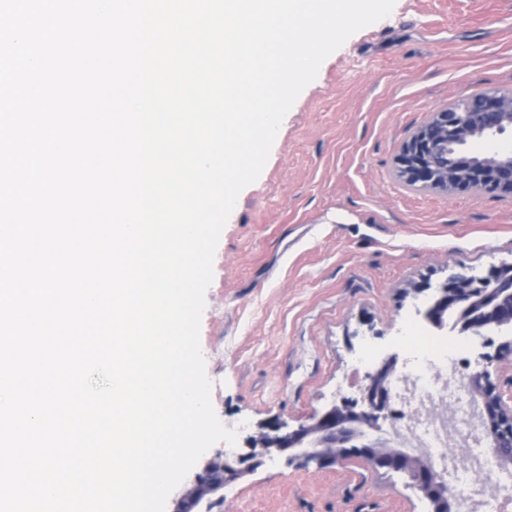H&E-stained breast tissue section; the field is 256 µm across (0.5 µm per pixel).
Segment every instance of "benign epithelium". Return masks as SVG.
Listing matches in <instances>:
<instances>
[{
    "label": "benign epithelium",
    "mask_w": 512,
    "mask_h": 512,
    "mask_svg": "<svg viewBox=\"0 0 512 512\" xmlns=\"http://www.w3.org/2000/svg\"><path fill=\"white\" fill-rule=\"evenodd\" d=\"M512 132V90H488L455 98L419 126L402 144L396 176L419 190L453 195L500 193L512 195V150L473 149L479 141ZM425 311L431 323L453 316V327L481 339L477 369L466 375L467 391L480 410V435L500 470L512 475V396L492 378L490 367L512 357V263L494 265L483 275L468 274L456 266ZM396 359L388 358L366 372V384L356 399L342 398L321 414L289 429L275 421L260 427L249 443L250 452L233 457L207 458L180 491L173 512H202L222 498L224 486L262 463L272 451L287 454V464L306 468L314 463L329 468L358 457L375 471L399 473L427 500L429 512H460L463 506L451 481L428 461L402 448L390 447L370 434L391 412L389 379Z\"/></svg>",
    "instance_id": "benign-epithelium-1"
}]
</instances>
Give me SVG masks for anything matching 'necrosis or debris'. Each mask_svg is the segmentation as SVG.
Returning a JSON list of instances; mask_svg holds the SVG:
<instances>
[{"label": "necrosis or debris", "mask_w": 512, "mask_h": 512, "mask_svg": "<svg viewBox=\"0 0 512 512\" xmlns=\"http://www.w3.org/2000/svg\"><path fill=\"white\" fill-rule=\"evenodd\" d=\"M409 362L390 379L398 408L395 432L411 447L425 449L432 464L449 471L464 502H477L478 512H498L491 500H476L483 475L497 473L493 457L477 434V412L459 385L456 349L447 337L413 326L405 336Z\"/></svg>", "instance_id": "obj_1"}]
</instances>
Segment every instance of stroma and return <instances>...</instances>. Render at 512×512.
<instances>
[{"label": "stroma", "mask_w": 512, "mask_h": 512, "mask_svg": "<svg viewBox=\"0 0 512 512\" xmlns=\"http://www.w3.org/2000/svg\"><path fill=\"white\" fill-rule=\"evenodd\" d=\"M512 89V0H396L321 65L285 116L219 240L200 343L237 452L358 397L367 346L405 363L404 325L456 263L512 261V196L416 191L402 142L459 95ZM361 458L302 470L272 454L211 512H428Z\"/></svg>", "instance_id": "stroma-1"}]
</instances>
